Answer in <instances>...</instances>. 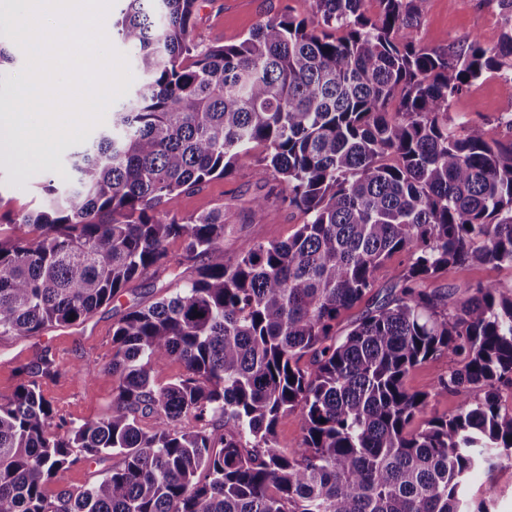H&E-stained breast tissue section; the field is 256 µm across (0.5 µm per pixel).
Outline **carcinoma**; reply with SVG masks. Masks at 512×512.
Here are the masks:
<instances>
[{
	"label": "carcinoma",
	"mask_w": 512,
	"mask_h": 512,
	"mask_svg": "<svg viewBox=\"0 0 512 512\" xmlns=\"http://www.w3.org/2000/svg\"><path fill=\"white\" fill-rule=\"evenodd\" d=\"M125 2L112 29L143 83L9 225L27 236L0 224V336L83 321L149 269L196 275L113 326L105 416L55 421L35 381L53 361L22 370L0 401V512H488L495 485L472 511L467 479L512 468L500 400L512 292L478 282L457 300L421 284L450 267L512 268V142L448 112L484 73L512 80V0H499L496 46L454 51L412 36L426 0H376L374 17L366 0H312L309 18L288 11L202 51L201 0ZM255 152L256 177L279 190L253 198V214L285 206L304 223L230 258L224 209L185 216L173 202ZM396 253L406 264L388 296L333 334ZM440 355L448 373L410 389ZM172 361L183 374L157 385ZM448 392L460 404L435 414ZM294 412L303 450L286 454L276 426ZM110 455L121 464L90 486L45 492Z\"/></svg>",
	"instance_id": "1"
}]
</instances>
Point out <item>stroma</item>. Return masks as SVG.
Wrapping results in <instances>:
<instances>
[{
	"instance_id": "stroma-1",
	"label": "stroma",
	"mask_w": 512,
	"mask_h": 512,
	"mask_svg": "<svg viewBox=\"0 0 512 512\" xmlns=\"http://www.w3.org/2000/svg\"><path fill=\"white\" fill-rule=\"evenodd\" d=\"M287 8L302 17L310 13L311 0H203L193 38L202 49L232 44ZM502 31L497 0H426L421 22L413 35L431 47L448 50L466 45L475 37L485 45H496ZM449 112L454 123H479L488 138L510 141L512 132L500 119L512 113V81L494 74L485 75L451 101ZM57 165V160H40L32 151L20 158H0V224L13 223L17 214L34 206L39 198L40 182ZM254 169L253 157L241 158L233 175L186 191L174 202L175 208L185 215L224 207L231 222L224 236V253L229 257L235 256L247 241L288 239L304 222L303 215L294 209L279 210L271 223L248 211V200L264 191L254 176ZM475 282L495 283L502 291H510L512 269L492 265H476L465 271L451 269L427 281L426 286L437 290L453 286L462 298L467 285ZM174 287L172 275L150 271L129 283L118 299L102 306L83 322L49 328L25 338L0 337V399L10 398L23 383L21 365L46 354L54 360L56 372L37 377L36 382L51 402L56 419L77 424L105 416L112 407L117 386V378L109 369L113 324L127 311L171 294ZM120 461V456L112 455L90 464H77L53 478L47 491L52 494L63 487L88 486Z\"/></svg>"
}]
</instances>
